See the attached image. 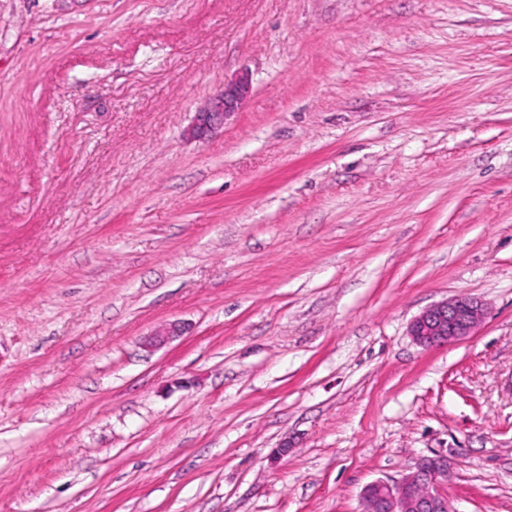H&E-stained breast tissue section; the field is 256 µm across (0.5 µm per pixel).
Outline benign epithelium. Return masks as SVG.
Returning <instances> with one entry per match:
<instances>
[{"instance_id": "7a95c632", "label": "benign epithelium", "mask_w": 512, "mask_h": 512, "mask_svg": "<svg viewBox=\"0 0 512 512\" xmlns=\"http://www.w3.org/2000/svg\"><path fill=\"white\" fill-rule=\"evenodd\" d=\"M250 86L244 75L224 83V89L196 113L192 134L201 137L224 126ZM484 314L483 304L474 298L447 300L415 317L409 333L419 345L436 347L473 334ZM447 473L448 458L437 455L425 459L397 482L376 480L363 491L364 512H450L448 499L438 492V484Z\"/></svg>"}]
</instances>
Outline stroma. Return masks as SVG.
Masks as SVG:
<instances>
[{
	"label": "stroma",
	"instance_id": "obj_1",
	"mask_svg": "<svg viewBox=\"0 0 512 512\" xmlns=\"http://www.w3.org/2000/svg\"><path fill=\"white\" fill-rule=\"evenodd\" d=\"M435 455L512 512V0H0V512H363ZM250 86L248 76L244 75L225 82L224 89L210 98L202 110L196 113L192 134L201 137L223 127L224 120L235 112L238 104L250 92ZM483 304L474 298H457L435 304L411 322L410 336L430 348L465 338L474 333L484 319Z\"/></svg>",
	"mask_w": 512,
	"mask_h": 512
}]
</instances>
